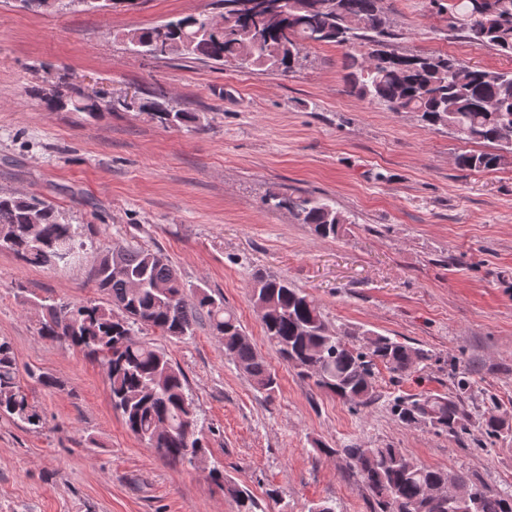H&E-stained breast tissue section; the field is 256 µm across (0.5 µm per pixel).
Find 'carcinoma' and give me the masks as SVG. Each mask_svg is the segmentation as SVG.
I'll use <instances>...</instances> for the list:
<instances>
[{"label": "carcinoma", "mask_w": 512, "mask_h": 512, "mask_svg": "<svg viewBox=\"0 0 512 512\" xmlns=\"http://www.w3.org/2000/svg\"><path fill=\"white\" fill-rule=\"evenodd\" d=\"M61 0H19L21 8L43 13ZM219 17L182 15L148 28L121 34L128 51L152 58L176 57L217 65L264 67L287 76L301 66V51L310 43H333L346 50L347 92L392 112H417L430 127H445L467 141L489 143L486 152H464L456 165L465 171H494L512 160V71L462 65L448 55L388 50L395 38L380 0H218ZM448 31L461 34L476 48L512 55V0H448ZM49 105L90 115L99 111L79 90L62 85ZM137 108L164 127H189L196 117L174 110L164 92L110 110ZM268 204L287 210L319 238H336L348 219L327 198L272 192ZM92 248L53 204L0 195V250L27 264L52 268L81 262ZM92 281L106 299L71 304L42 303L39 335L81 349L106 368L112 407L128 430L147 448L177 466L205 460L203 426L187 380L160 348L136 338L147 328L183 339L201 320L224 344V355L249 378L255 391L272 396L278 375L250 341L224 297L205 287L187 300L185 283L169 261L148 247L115 246L96 256ZM251 301L261 308L264 337L297 376L340 400L368 406L378 400L374 368L406 375L428 353L389 336L365 331L364 345L330 328L313 297L286 278L255 277ZM392 412L404 425L424 423L450 436L465 430L453 398L420 394L396 397ZM0 418L21 428H43V417L21 384L11 344L0 339ZM503 419L487 409L483 434L497 436ZM316 454L344 456L360 476L373 501V512H512V490H492L470 476L419 465L393 446L367 448L351 443L330 448L315 443ZM211 480L237 504L253 512L255 502L224 471L214 467Z\"/></svg>", "instance_id": "obj_1"}]
</instances>
